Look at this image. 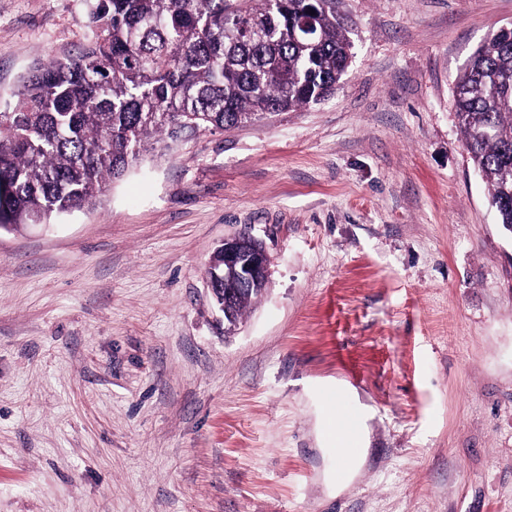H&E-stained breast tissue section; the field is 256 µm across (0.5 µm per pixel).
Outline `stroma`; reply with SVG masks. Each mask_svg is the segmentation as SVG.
Here are the masks:
<instances>
[{
    "label": "stroma",
    "mask_w": 512,
    "mask_h": 512,
    "mask_svg": "<svg viewBox=\"0 0 512 512\" xmlns=\"http://www.w3.org/2000/svg\"><path fill=\"white\" fill-rule=\"evenodd\" d=\"M336 11L326 100L0 230V512H512V227L453 107L512 0ZM89 33L84 0H0V99ZM243 230L268 285L228 335L206 269ZM334 395L367 448L341 481Z\"/></svg>",
    "instance_id": "1"
}]
</instances>
